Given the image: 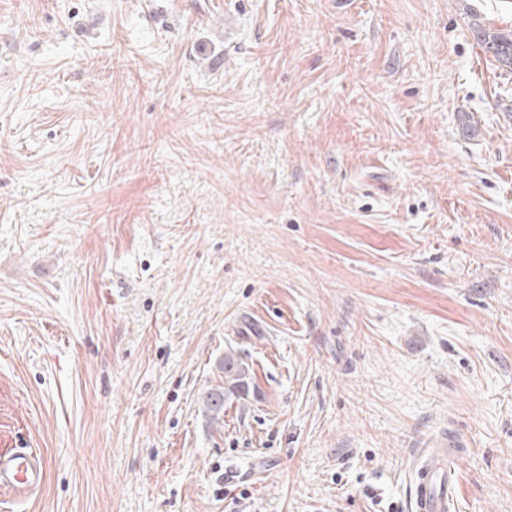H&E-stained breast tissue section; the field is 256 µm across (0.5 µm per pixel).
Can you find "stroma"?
Segmentation results:
<instances>
[{
	"label": "stroma",
	"mask_w": 512,
	"mask_h": 512,
	"mask_svg": "<svg viewBox=\"0 0 512 512\" xmlns=\"http://www.w3.org/2000/svg\"><path fill=\"white\" fill-rule=\"evenodd\" d=\"M475 15L512 30L0 0V440L47 466L0 512H410L448 435L458 512H512V70ZM473 21L472 30L483 51L502 69H512V31L486 28L477 17ZM218 369L224 374V383L228 387H208L200 394L204 416L212 424H219L224 420V405L232 396L240 399L247 396L249 391L247 377L250 367L234 352L224 354Z\"/></svg>",
	"instance_id": "1"
}]
</instances>
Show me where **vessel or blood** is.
<instances>
[{
    "label": "vessel or blood",
    "instance_id": "vessel-or-blood-1",
    "mask_svg": "<svg viewBox=\"0 0 512 512\" xmlns=\"http://www.w3.org/2000/svg\"><path fill=\"white\" fill-rule=\"evenodd\" d=\"M451 451L426 448L419 454L411 479L413 512H454L459 475ZM42 459L0 448V488L28 490L44 479Z\"/></svg>",
    "mask_w": 512,
    "mask_h": 512
}]
</instances>
